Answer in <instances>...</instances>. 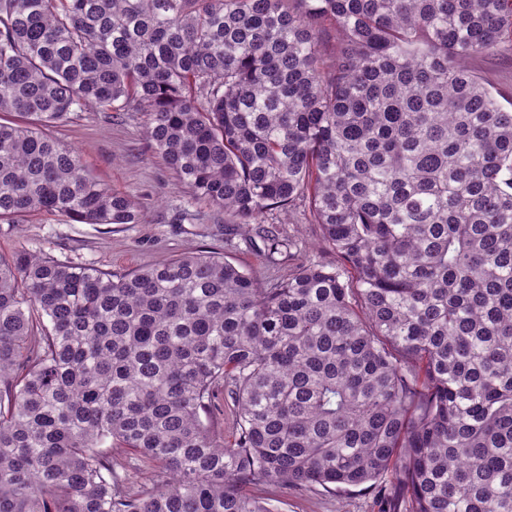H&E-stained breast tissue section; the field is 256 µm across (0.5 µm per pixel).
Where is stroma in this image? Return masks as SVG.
Here are the masks:
<instances>
[{"mask_svg": "<svg viewBox=\"0 0 512 512\" xmlns=\"http://www.w3.org/2000/svg\"><path fill=\"white\" fill-rule=\"evenodd\" d=\"M468 66L491 86L501 104H512V48L503 47L493 56L469 61ZM50 132L62 145L75 149L104 183L130 195L140 207L142 220L116 226L30 216L17 224H0V251L7 253L22 245L119 275L213 247L261 281L287 278L290 261L268 263L241 235L219 232L224 221L220 210L202 204L194 222L180 221L186 192L148 147L142 113L115 117L108 112H77ZM253 493L269 499L273 512H385L387 508L372 488L345 492L320 486H258Z\"/></svg>", "mask_w": 512, "mask_h": 512, "instance_id": "obj_1", "label": "stroma"}]
</instances>
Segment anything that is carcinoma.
Here are the masks:
<instances>
[{"mask_svg":"<svg viewBox=\"0 0 512 512\" xmlns=\"http://www.w3.org/2000/svg\"><path fill=\"white\" fill-rule=\"evenodd\" d=\"M512 0H0V223L140 220L48 128L145 113L188 194L336 263L0 253V512H271L253 485L512 512ZM227 388L235 441L215 430ZM152 464L133 492L103 446ZM467 66L481 76L492 88L497 99L507 109L512 101V50L505 46L495 55L470 60ZM294 224H272L280 230L282 235L295 239L304 255L311 259L322 261H334V256L318 247L320 239L319 227L316 224H308L301 217L292 221Z\"/></svg>","mask_w":512,"mask_h":512,"instance_id":"1","label":"carcinoma"}]
</instances>
